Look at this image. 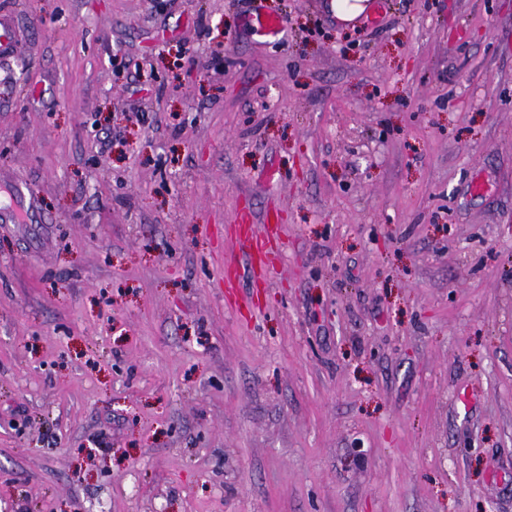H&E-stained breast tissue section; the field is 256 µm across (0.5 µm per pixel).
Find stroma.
Here are the masks:
<instances>
[{"label":"stroma","mask_w":512,"mask_h":512,"mask_svg":"<svg viewBox=\"0 0 512 512\" xmlns=\"http://www.w3.org/2000/svg\"><path fill=\"white\" fill-rule=\"evenodd\" d=\"M252 2L0 0V512H512V0ZM249 22L255 29L270 37L276 38L284 31L281 19L273 13L264 12L261 8L253 12ZM38 206L34 198L18 190L1 193L0 222L2 224L37 223ZM238 240L256 256L261 257L264 254L266 246L265 237L262 233H258L254 224L240 225Z\"/></svg>","instance_id":"1"}]
</instances>
